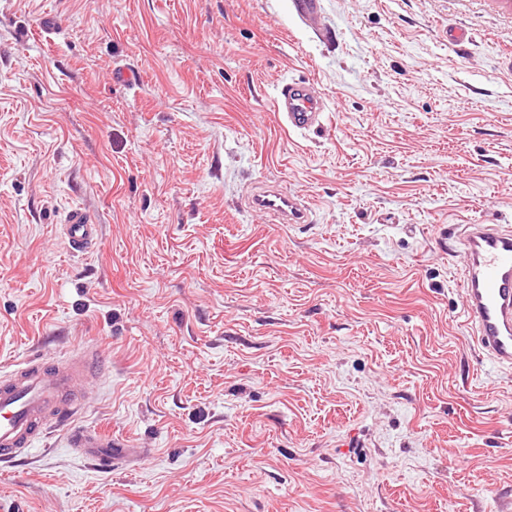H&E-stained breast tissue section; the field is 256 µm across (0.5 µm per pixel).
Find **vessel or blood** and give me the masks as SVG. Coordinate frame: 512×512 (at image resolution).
Instances as JSON below:
<instances>
[{"label":"vessel or blood","instance_id":"obj_1","mask_svg":"<svg viewBox=\"0 0 512 512\" xmlns=\"http://www.w3.org/2000/svg\"><path fill=\"white\" fill-rule=\"evenodd\" d=\"M274 107L289 129L302 131L320 126L324 105L308 84H282ZM254 210L284 224H304L307 208L294 196L277 188L255 195ZM63 234L70 251L93 248L97 226L83 211L67 216ZM463 261L464 314L472 329L474 347L495 365L512 368V230L498 224H464L460 227ZM95 362L88 353L63 359L27 361L0 373V462L6 463L32 448L52 431L62 432L75 453L109 464L143 459L147 449L128 447L101 428L74 425L94 392L88 381Z\"/></svg>","mask_w":512,"mask_h":512}]
</instances>
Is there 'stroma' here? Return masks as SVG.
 Listing matches in <instances>:
<instances>
[{
  "instance_id": "1",
  "label": "stroma",
  "mask_w": 512,
  "mask_h": 512,
  "mask_svg": "<svg viewBox=\"0 0 512 512\" xmlns=\"http://www.w3.org/2000/svg\"><path fill=\"white\" fill-rule=\"evenodd\" d=\"M509 55L512 0H0V371L96 350L79 425L151 451L51 434L0 512H512L454 237L512 225ZM291 80L321 127L277 115ZM274 107L291 130H309L323 123L322 99L306 83L291 81L282 84L274 98ZM251 207L278 218L284 224H305L309 219L307 208L297 198L277 188L255 195ZM63 234L70 251L87 252L97 239V224L82 210H71L63 224Z\"/></svg>"
}]
</instances>
